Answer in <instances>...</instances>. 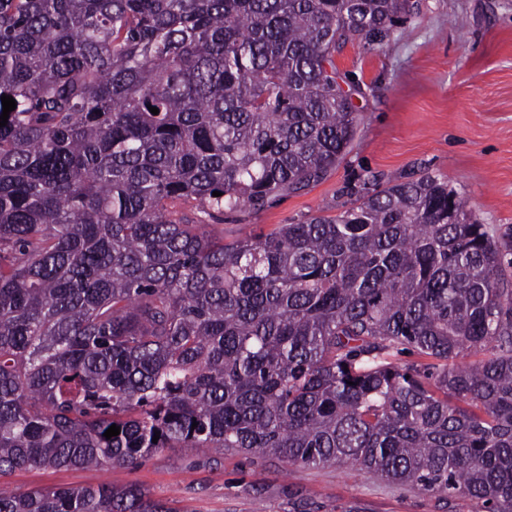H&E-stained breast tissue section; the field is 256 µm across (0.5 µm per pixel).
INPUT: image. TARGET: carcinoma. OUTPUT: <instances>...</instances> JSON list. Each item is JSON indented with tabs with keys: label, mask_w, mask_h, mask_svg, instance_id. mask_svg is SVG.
Wrapping results in <instances>:
<instances>
[{
	"label": "carcinoma",
	"mask_w": 512,
	"mask_h": 512,
	"mask_svg": "<svg viewBox=\"0 0 512 512\" xmlns=\"http://www.w3.org/2000/svg\"><path fill=\"white\" fill-rule=\"evenodd\" d=\"M410 10L0 0L1 475L195 448L512 512V229L428 172L230 241L176 209L321 180L358 121L333 53ZM0 512L174 510L100 484L0 488Z\"/></svg>",
	"instance_id": "cac0c4a2"
}]
</instances>
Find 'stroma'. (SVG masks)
<instances>
[{"label": "stroma", "mask_w": 512, "mask_h": 512, "mask_svg": "<svg viewBox=\"0 0 512 512\" xmlns=\"http://www.w3.org/2000/svg\"><path fill=\"white\" fill-rule=\"evenodd\" d=\"M382 45L354 41L333 56L359 114L344 157L322 180L256 213L213 226L231 238L333 215L376 184L443 177L484 224L512 228V0H417ZM134 485L178 512H480L461 499L390 485L337 466L308 468L226 453L213 463L193 448L110 469H24L0 477L17 492Z\"/></svg>", "instance_id": "1"}]
</instances>
